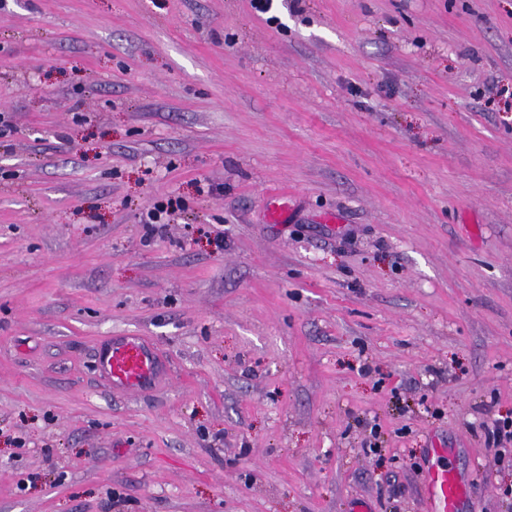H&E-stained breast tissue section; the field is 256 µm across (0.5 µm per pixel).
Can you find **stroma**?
I'll return each mask as SVG.
<instances>
[{"mask_svg":"<svg viewBox=\"0 0 512 512\" xmlns=\"http://www.w3.org/2000/svg\"><path fill=\"white\" fill-rule=\"evenodd\" d=\"M501 417L512 0H0V512H512ZM97 364L112 388L119 391L157 388L165 375L157 350L136 336H113L99 349ZM484 432L488 445L494 448V461L503 463L509 454L503 445L512 442V419L494 420L492 426L484 427ZM431 512H459L461 502L473 491L450 469H429L426 473Z\"/></svg>","mask_w":512,"mask_h":512,"instance_id":"stroma-1","label":"stroma"}]
</instances>
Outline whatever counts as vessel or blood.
I'll list each match as a JSON object with an SVG mask.
<instances>
[{
  "label": "vessel or blood",
  "mask_w": 512,
  "mask_h": 512,
  "mask_svg": "<svg viewBox=\"0 0 512 512\" xmlns=\"http://www.w3.org/2000/svg\"><path fill=\"white\" fill-rule=\"evenodd\" d=\"M99 371L119 391L143 392L159 387L165 371L157 350L136 336H115L98 351ZM431 512H458L472 488L449 469L426 473Z\"/></svg>",
  "instance_id": "obj_1"
}]
</instances>
